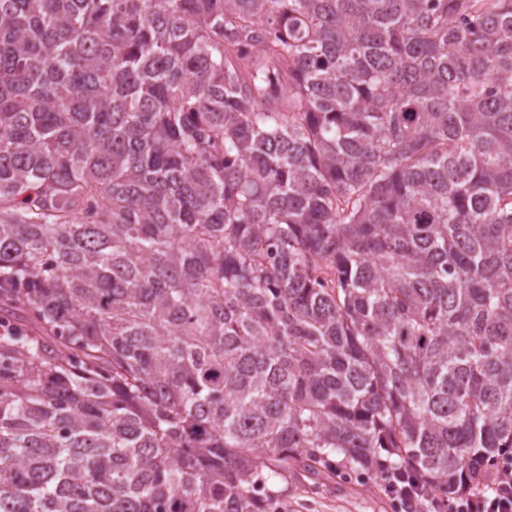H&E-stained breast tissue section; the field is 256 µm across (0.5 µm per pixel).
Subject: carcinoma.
Masks as SVG:
<instances>
[{
	"label": "carcinoma",
	"mask_w": 512,
	"mask_h": 512,
	"mask_svg": "<svg viewBox=\"0 0 512 512\" xmlns=\"http://www.w3.org/2000/svg\"><path fill=\"white\" fill-rule=\"evenodd\" d=\"M510 448L512 0H0V512Z\"/></svg>",
	"instance_id": "1"
}]
</instances>
